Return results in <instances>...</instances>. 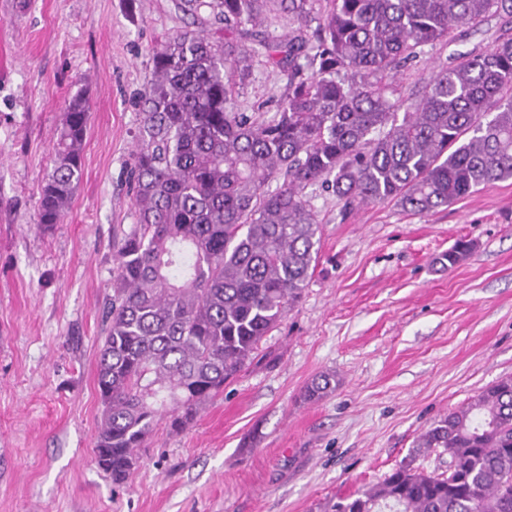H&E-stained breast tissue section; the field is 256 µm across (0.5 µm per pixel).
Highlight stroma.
I'll return each mask as SVG.
<instances>
[{
    "mask_svg": "<svg viewBox=\"0 0 512 512\" xmlns=\"http://www.w3.org/2000/svg\"><path fill=\"white\" fill-rule=\"evenodd\" d=\"M172 0H19L0 23V512H323L380 482L435 421L512 376V179L426 215L392 202L347 211L321 187L318 263L258 357L186 429L155 426L129 479L94 462L98 353L114 246L137 222L128 172L150 54L192 29ZM512 27L489 15L426 48L401 74L481 52ZM285 89L254 66L244 112ZM90 121L62 223L39 221L69 101ZM471 254L437 259L457 241ZM335 390L309 403L321 373ZM336 388L335 375L323 373L312 379L301 392L304 401L316 402L327 396Z\"/></svg>",
    "mask_w": 512,
    "mask_h": 512,
    "instance_id": "1",
    "label": "stroma"
}]
</instances>
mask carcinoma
<instances>
[{
	"label": "carcinoma",
	"mask_w": 512,
	"mask_h": 512,
	"mask_svg": "<svg viewBox=\"0 0 512 512\" xmlns=\"http://www.w3.org/2000/svg\"><path fill=\"white\" fill-rule=\"evenodd\" d=\"M198 24L152 52L138 106L131 185L138 224L116 245L97 387L95 461L125 482L157 421L189 426L202 404L250 363L308 285L320 222L304 190L344 209L395 202L431 212L512 179V32L482 53L437 66L420 88L400 72L453 30L512 0H173ZM288 18V41L257 29ZM250 40L248 56L239 44ZM286 80L272 115L242 112L237 80L254 60ZM89 112L70 100L39 222L58 224L82 176ZM471 251L459 242L440 263ZM336 388L323 373L301 398ZM447 469L403 462L329 512H512V378H503L422 433Z\"/></svg>",
	"instance_id": "carcinoma-1"
}]
</instances>
